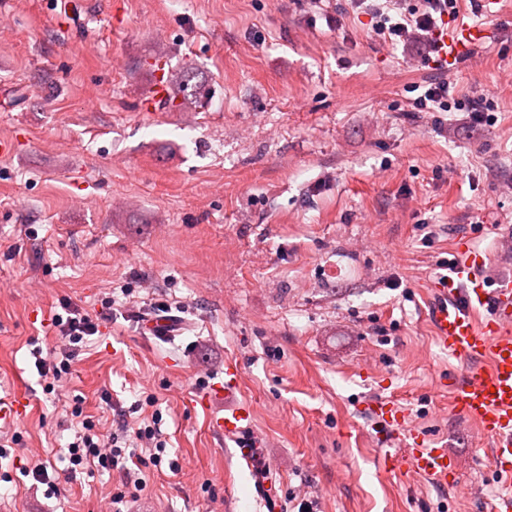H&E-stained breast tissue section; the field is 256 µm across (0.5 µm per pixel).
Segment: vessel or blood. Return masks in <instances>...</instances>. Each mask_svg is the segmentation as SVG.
<instances>
[{
  "mask_svg": "<svg viewBox=\"0 0 512 512\" xmlns=\"http://www.w3.org/2000/svg\"><path fill=\"white\" fill-rule=\"evenodd\" d=\"M489 30L462 25L455 36L440 34L439 53L465 57L482 46ZM460 258L447 272L429 281L432 297L429 318L437 346L463 362L465 374L448 380L451 413L475 427L492 445V465L511 489L488 504L489 512H512V277L487 282L480 274L483 260L458 246ZM241 372L237 362L224 363V383L213 395L224 402V412L211 417L212 431L233 441L238 459L254 467L259 447L254 442V410L248 401H236ZM24 396L0 399V425L24 417ZM372 423L384 448V472L403 476L413 472L441 487H455L459 476L447 448L418 431L401 405L390 398L374 401Z\"/></svg>",
  "mask_w": 512,
  "mask_h": 512,
  "instance_id": "1",
  "label": "vessel or blood"
}]
</instances>
